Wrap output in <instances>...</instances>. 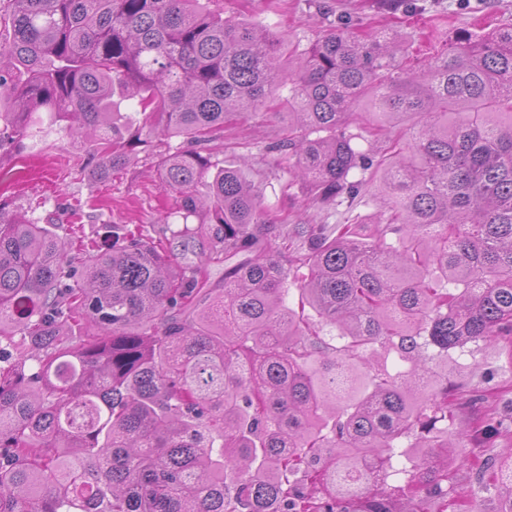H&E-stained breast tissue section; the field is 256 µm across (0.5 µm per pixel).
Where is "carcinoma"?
<instances>
[{
    "mask_svg": "<svg viewBox=\"0 0 512 512\" xmlns=\"http://www.w3.org/2000/svg\"><path fill=\"white\" fill-rule=\"evenodd\" d=\"M394 41L341 17L285 77L270 29L201 0H0V155L93 134L88 175L144 153L177 204L156 237L77 223L66 242L40 203L0 206V512L463 510L414 449L474 465L468 436L512 427H455L463 386L436 371L512 347V27L418 70ZM285 78L288 133L267 147L284 195L352 202L372 170L374 232L290 228L224 165V132ZM117 94L149 123L116 122Z\"/></svg>",
    "mask_w": 512,
    "mask_h": 512,
    "instance_id": "cac0c4a2",
    "label": "carcinoma"
}]
</instances>
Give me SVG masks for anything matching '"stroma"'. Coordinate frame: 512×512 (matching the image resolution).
<instances>
[{"label": "stroma", "mask_w": 512, "mask_h": 512, "mask_svg": "<svg viewBox=\"0 0 512 512\" xmlns=\"http://www.w3.org/2000/svg\"><path fill=\"white\" fill-rule=\"evenodd\" d=\"M322 0H224V14L234 20L267 25L286 51H298L328 29L330 22L319 11ZM337 15L356 23L363 34L397 30L406 65L417 67L436 53L444 52L464 33L481 36L512 23V0H417L411 11H403L392 0H329ZM288 91L278 89L268 107L244 115L233 135L248 147L250 159L242 173L259 186L266 204H282V187L288 169L276 165L267 153L268 143L288 126ZM92 139H73L67 130L54 131L36 150L0 158V203L6 208L41 203L38 216L58 219L59 236H67L73 219L71 205L93 200L96 223L85 226L94 234L97 224H139L150 234H160L161 218L173 199L156 180L151 161L113 174L97 182L84 177L81 166L92 150ZM448 378L467 382L470 388L493 395L498 413L512 412V351L504 346H480L471 354H452ZM455 487L465 504L475 512H499L502 496L498 489H484L474 470H454Z\"/></svg>", "instance_id": "1"}]
</instances>
